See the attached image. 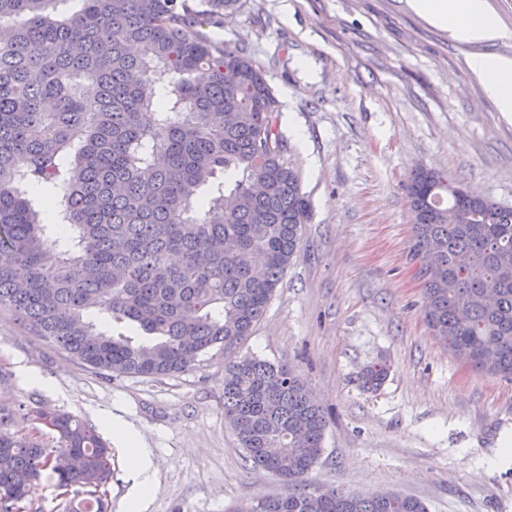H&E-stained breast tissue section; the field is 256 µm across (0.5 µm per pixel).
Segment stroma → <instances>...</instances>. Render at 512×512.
<instances>
[{"instance_id":"35a3bbf8","label":"stroma","mask_w":512,"mask_h":512,"mask_svg":"<svg viewBox=\"0 0 512 512\" xmlns=\"http://www.w3.org/2000/svg\"><path fill=\"white\" fill-rule=\"evenodd\" d=\"M203 21L243 50L279 103L286 158L311 207L298 257L236 356L295 367L325 412L315 488L398 491L428 512H512V381L459 363L426 325L405 186L418 168L512 206V116L468 67L512 39L463 44L407 0H243ZM386 363L375 391L364 367ZM0 404L65 411L108 435L120 416L151 452L146 512H233L283 494L224 419V363L160 379L107 375L0 307Z\"/></svg>"}]
</instances>
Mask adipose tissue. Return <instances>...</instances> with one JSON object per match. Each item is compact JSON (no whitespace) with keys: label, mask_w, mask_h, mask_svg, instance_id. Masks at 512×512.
<instances>
[{"label":"adipose tissue","mask_w":512,"mask_h":512,"mask_svg":"<svg viewBox=\"0 0 512 512\" xmlns=\"http://www.w3.org/2000/svg\"><path fill=\"white\" fill-rule=\"evenodd\" d=\"M408 5L430 25L448 31L460 42L494 43L512 36L487 0H408ZM468 64L498 110L512 115V59L484 53L472 56ZM111 427L128 457L141 499H148L154 478L149 449L143 448L140 436L120 417H113Z\"/></svg>","instance_id":"adipose-tissue-1"}]
</instances>
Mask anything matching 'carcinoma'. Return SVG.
<instances>
[{"label":"carcinoma","mask_w":512,"mask_h":512,"mask_svg":"<svg viewBox=\"0 0 512 512\" xmlns=\"http://www.w3.org/2000/svg\"><path fill=\"white\" fill-rule=\"evenodd\" d=\"M59 2L0 0V306L96 372H189L247 340L310 222L278 102L247 54L197 30L241 0H80L65 17ZM430 175L406 185L410 253L433 254L424 319L468 367L512 379V207L424 190ZM33 192L56 210L53 237ZM387 376L375 363L361 383ZM224 418L288 484L235 512H427L399 492L310 488L326 420L288 363L224 368ZM44 477L60 512H105L112 448L67 413L0 405V512L28 508Z\"/></svg>","instance_id":"cac0c4a2"}]
</instances>
